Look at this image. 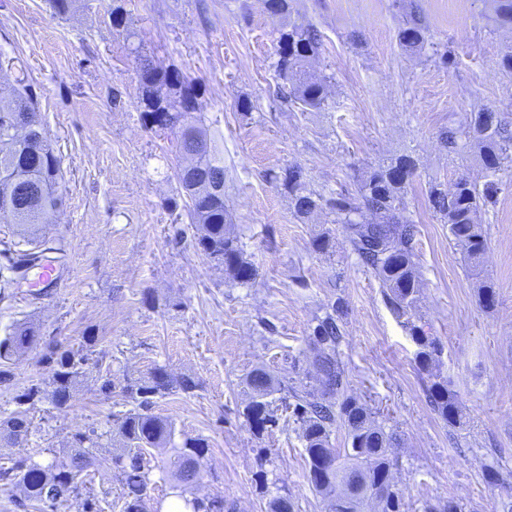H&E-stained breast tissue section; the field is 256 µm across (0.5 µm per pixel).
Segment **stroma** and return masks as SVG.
<instances>
[{"instance_id":"35a3bbf8","label":"stroma","mask_w":512,"mask_h":512,"mask_svg":"<svg viewBox=\"0 0 512 512\" xmlns=\"http://www.w3.org/2000/svg\"><path fill=\"white\" fill-rule=\"evenodd\" d=\"M414 3L429 30L412 52L398 32ZM117 6L132 37L110 25ZM291 25L322 36L310 66L327 81L322 108L300 109L278 93L276 39ZM0 52L21 59L61 158L64 205L39 233L65 249L55 288L36 298L17 287L0 299V339L24 321L40 334L8 365L0 416L46 378L48 346L96 339L68 407L46 398L31 406L27 442L0 446V464L28 456L66 464L74 435L91 428L107 461L117 419L133 407L123 386L162 366L196 388L156 398L154 413L173 421L176 440L199 437L210 448L188 496L220 493L233 512H267L271 498L285 495L296 512H330L308 481L291 411L273 402L276 422L258 432L243 409L257 368L281 384L316 388L310 332L333 309L349 393L401 439L393 476L406 512L449 499L465 512H503L512 502V489L482 478L488 465L512 473V168L498 175L495 205L477 215L488 249L474 271L427 196L433 181L485 180L476 149L448 151L441 130L484 108L512 114V74L499 65L512 52V26L496 21L492 0H290L282 16L264 0H76L66 15L50 0H0ZM140 53L201 90L202 117L224 152L229 229L255 270L249 282L196 246L177 204L170 141L141 120ZM405 154L418 163L404 191L419 229L417 314L442 350L441 377L465 407L456 428L430 406L416 346L334 214H297L274 180L297 164L308 189L330 198ZM322 235L329 246L319 251L313 242ZM483 280L496 290L489 308L477 296ZM104 371L109 395L100 391Z\"/></svg>"}]
</instances>
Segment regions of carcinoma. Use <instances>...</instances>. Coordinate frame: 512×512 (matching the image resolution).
I'll return each mask as SVG.
<instances>
[{"mask_svg": "<svg viewBox=\"0 0 512 512\" xmlns=\"http://www.w3.org/2000/svg\"><path fill=\"white\" fill-rule=\"evenodd\" d=\"M428 31L426 17L414 5L405 26L398 33L399 43L410 50L425 43ZM322 40L313 27L292 26L280 30L277 40L276 72L288 90L281 95L291 98L304 107H318L325 100L324 81L307 70L309 61L321 52ZM139 100L141 118L146 127L167 134L179 163L191 157L197 143L204 145L195 156L198 164L208 173L224 176V156L210 130L200 117L193 115L185 120L181 104L193 102V111L200 110L196 83L176 67H162L147 56L137 55ZM15 73L11 92L0 100V173L11 171L37 184L33 195L22 199L13 214L3 217L16 226L22 237L35 234L42 224H52L62 206L57 191L60 177V159L48 139L40 143H22L9 131L6 124L13 112H36V101L31 84L18 58L0 52V72ZM448 151H455L459 142L465 141L479 149L480 157L490 180L478 185L467 178L456 181L451 189L437 184L429 187L430 208L448 224L453 241L461 248L467 266L474 268L488 248V240L476 217L482 208L493 203L496 192L492 178L512 163V129L499 112L482 109L466 118L456 127L440 134ZM417 170L416 161L401 156L390 165L370 173L353 193L340 194L325 199L307 190L304 171L292 165L274 180L288 194L295 211L300 215L313 213L312 204L328 208L336 214V223L342 225L354 252L361 263L379 280L387 302L399 315L406 317L405 327L418 347L415 355L417 368L432 380L426 388L433 409L448 426L461 424L463 407L456 392L448 382L438 379L435 369L439 365L440 349L436 340L425 330V325L413 321L419 299L421 281L415 262L416 225L404 212L406 205L402 191ZM179 195L184 200L191 223L198 230L197 246L211 259L224 266L234 278L248 282L254 277L252 264L244 257L236 238L226 228L224 193L212 192L201 186L203 180L177 176ZM371 220H366V215ZM61 244L54 239L38 241L37 250H16L4 244L0 258L12 276L0 280V291L18 286L28 271L44 262H58ZM342 331L335 315L325 313L317 318L312 328L313 365L319 377L322 393L315 395L304 389L291 387L288 394L293 401L286 404L295 420L300 423L305 442L308 480L320 494L341 496L345 507L341 512H404L405 504L396 484L392 483L391 457L396 437L379 424L373 412L356 398L346 394L347 380L338 359V346ZM38 341L35 328L27 323L14 325L12 332L0 340V360L30 348ZM48 369L50 390L32 384L17 396L24 405L34 397L48 395L51 402L65 407L71 399L72 389L85 372L88 354L84 349L53 347L44 356ZM251 396L244 415L251 428L260 432L267 424L275 422L269 397L278 392L274 378L258 368L248 375ZM197 387L189 377L175 379L163 367L155 368L150 376L128 383L123 391L135 402L132 409L119 418V435L123 442L122 453L112 458L120 471L123 512H148L150 448H159L173 441L175 428L171 421L149 413L151 397L178 388L190 392ZM341 397L335 403L333 397ZM345 428L347 447L335 448L331 434L336 425ZM30 434L27 410H16L0 417V442L21 446ZM70 462L59 467L43 464L30 458L16 460L9 467L0 466V480L8 488H18L20 495L12 498L14 506L22 512L33 508L38 512H57L68 498L83 497V512H102L98 497L86 485L89 468L98 461L100 436L95 433L74 435ZM209 453V445L202 438L186 437L173 448L168 462L174 488L187 490L200 478L202 467ZM487 485L505 487L509 476L488 466L483 471ZM192 512H226L224 495L187 498L178 494Z\"/></svg>", "mask_w": 512, "mask_h": 512, "instance_id": "cac0c4a2", "label": "carcinoma"}]
</instances>
